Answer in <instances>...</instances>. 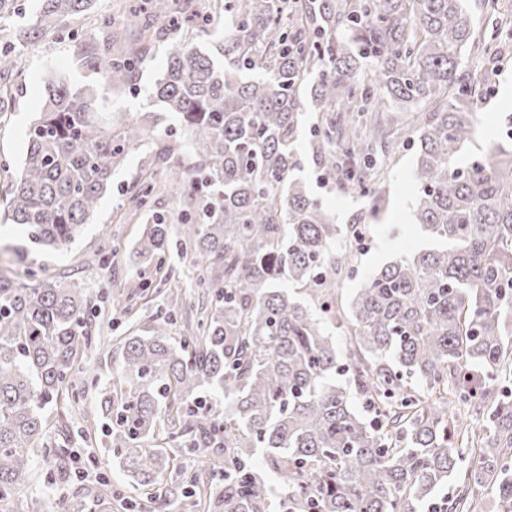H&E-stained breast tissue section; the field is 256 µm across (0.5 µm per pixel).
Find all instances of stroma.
Masks as SVG:
<instances>
[{
	"label": "stroma",
	"instance_id": "35a3bbf8",
	"mask_svg": "<svg viewBox=\"0 0 512 512\" xmlns=\"http://www.w3.org/2000/svg\"><path fill=\"white\" fill-rule=\"evenodd\" d=\"M125 5L126 0H94L92 10L74 20L73 35L53 34L18 44L24 71L0 92V192L8 186L22 161L27 128L42 107L47 68L63 73L72 86H96L100 95L110 98L113 111L137 115L151 110L155 81L178 40L176 32H169L138 64L136 86L128 91L112 88L105 78L88 70L77 51L78 43H93L102 38L100 17H116L124 12ZM464 68L474 78L488 80V92L474 108L471 143L472 148L487 149L503 140L505 123L512 116V42L502 47L492 75H485L483 61L475 55L465 60ZM322 124V113L304 106L293 144L299 163L295 176L335 211L337 223H350L360 215L368 228L364 249H348L351 272L337 294L344 301L360 286L365 275L427 245L412 224L410 213L416 191L412 171L418 130L407 126L391 136L388 155L378 159L373 169L377 191L345 193L321 169L312 152L311 130ZM158 178L149 149L131 152L113 171L112 190L104 196L89 223L72 242L58 250L35 251L19 225L0 224V267L18 273L30 268L39 277L75 281L88 291L92 343L81 357L88 372L76 375L73 381V408L53 413L45 448L65 449L66 466L77 474L72 482L53 485L52 499L72 495L77 490H100L109 494L110 500L97 506L96 512H148V497L113 465L104 431H97L92 440L82 439V413L98 416L99 391L116 379L128 336L148 334L157 322L164 320L170 335L181 338L189 322L197 319L202 301L203 291L195 285L201 269L191 252L178 247L167 254L164 269L153 274L148 288H129L132 248L143 227L141 221L130 215V199L142 184ZM185 444L186 438L181 434L167 442L173 450L174 465L166 470L160 483L159 493L166 501L164 512H201L187 496L182 473H199L200 489L211 493L217 490L206 467L185 453Z\"/></svg>",
	"mask_w": 512,
	"mask_h": 512
}]
</instances>
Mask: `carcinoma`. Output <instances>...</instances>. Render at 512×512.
<instances>
[{"mask_svg":"<svg viewBox=\"0 0 512 512\" xmlns=\"http://www.w3.org/2000/svg\"><path fill=\"white\" fill-rule=\"evenodd\" d=\"M196 2L130 4L139 38L114 55L81 48L112 88L130 89L144 34L166 35L152 22L182 31L155 86L162 112L120 118L94 86L46 71L7 200L32 244L60 249L150 124L176 118L153 162L193 214L179 246L216 273L214 302L194 336L175 340L159 323L125 340L124 388L100 392L112 459L132 485L153 487L171 463L162 441L173 411L200 462L224 452L212 512H512V149L470 150V103L485 85L462 70L465 56L493 60L512 41L500 0H481L483 27L465 0H224V40L206 46ZM92 6L43 0L16 39L56 34ZM21 64L0 48V80ZM306 94L316 111L341 113L314 135L320 166L348 192L368 189L391 113L413 111L419 126L413 220L437 247L373 272L343 304L350 267L336 247L366 225L336 223L293 176ZM169 233L164 216L146 218L133 248L142 271L162 264ZM87 306L75 282L0 268V512L37 504L22 510L19 499L40 457L67 479L65 449L49 456L43 440L91 343ZM204 392L224 399V416ZM88 508L79 493L56 512Z\"/></svg>","mask_w":512,"mask_h":512,"instance_id":"1","label":"carcinoma"}]
</instances>
